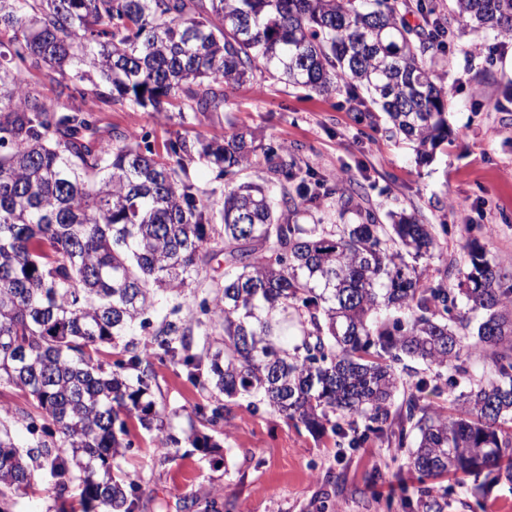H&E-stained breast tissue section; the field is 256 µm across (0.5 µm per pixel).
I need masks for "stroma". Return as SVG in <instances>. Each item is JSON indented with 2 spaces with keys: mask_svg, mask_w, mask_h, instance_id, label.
Returning <instances> with one entry per match:
<instances>
[{
  "mask_svg": "<svg viewBox=\"0 0 512 512\" xmlns=\"http://www.w3.org/2000/svg\"><path fill=\"white\" fill-rule=\"evenodd\" d=\"M435 70L453 98L450 135L432 160L418 164L412 146L390 137L386 116L356 119L345 94L323 97L267 75L226 88L213 112H150L116 106L95 110L100 127L149 136H223L228 122L257 128L297 161L329 181L362 184L366 207L406 210L422 223L447 225L430 275L464 266L465 246L477 241L503 273H512V40L460 33L451 53L437 55ZM152 392L164 409L165 432L177 438L166 462L155 452V430L128 422L133 449L121 468L141 486L135 512H410L419 497L418 474L408 449L377 441L339 452L332 438H316L246 400L229 405L223 425H198L212 445L186 439L195 405L215 395L192 382L182 367L155 363ZM444 512H512V487L486 476L448 475L432 480Z\"/></svg>",
  "mask_w": 512,
  "mask_h": 512,
  "instance_id": "stroma-1",
  "label": "stroma"
}]
</instances>
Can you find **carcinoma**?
I'll use <instances>...</instances> for the list:
<instances>
[{
  "label": "carcinoma",
  "mask_w": 512,
  "mask_h": 512,
  "mask_svg": "<svg viewBox=\"0 0 512 512\" xmlns=\"http://www.w3.org/2000/svg\"><path fill=\"white\" fill-rule=\"evenodd\" d=\"M454 2L449 19L440 0H0V386L30 405L0 417V512L45 478L56 512H75L72 488L83 512H133L141 488L119 464L127 421L155 420L157 447L172 443L152 398L156 361L339 448L410 446L422 484L484 471L512 484V285L479 245L453 285L406 260L433 256V225L380 218L354 202L363 185L330 186L250 129L158 150L100 130L83 106L211 112L224 88L265 70L326 97L348 90L355 111L378 107L425 160L448 140L450 95L427 54L466 27L512 39V0ZM413 7L432 32L410 27ZM192 163L227 180L261 165L277 192L241 179L216 199L190 180ZM335 194L351 222L299 223ZM219 253L224 280L198 303L206 319L174 304L135 338ZM123 338L105 369L103 348ZM406 359L433 374L409 384L395 421ZM441 384L459 391L452 419L421 405ZM225 410L192 415L215 428ZM417 507L443 512L428 487Z\"/></svg>",
  "instance_id": "carcinoma-1"
}]
</instances>
